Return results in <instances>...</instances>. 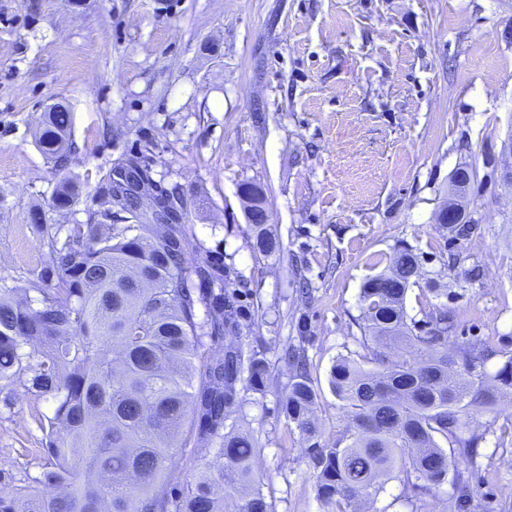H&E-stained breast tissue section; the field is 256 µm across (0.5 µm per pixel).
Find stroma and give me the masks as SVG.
<instances>
[{"mask_svg":"<svg viewBox=\"0 0 512 512\" xmlns=\"http://www.w3.org/2000/svg\"><path fill=\"white\" fill-rule=\"evenodd\" d=\"M61 104L73 114L70 210L34 130ZM512 139V0H0V275L20 287L47 260L29 211L79 224L99 179L133 157L178 187L198 258L232 270L241 335L264 358V392L235 415L259 443L257 475L273 512H321L312 464L281 413L304 345L333 443L338 356L361 353L360 290L398 249L412 250L436 294L411 289L410 318L452 310L450 346L512 336V190L500 170ZM472 168L478 230L449 243L435 221L450 177ZM265 192L280 241L260 251L239 188ZM480 265L484 275L470 280ZM52 402L23 383L0 398V487L37 475ZM485 435L471 512H512V401ZM450 486L419 496L390 480L378 512H449Z\"/></svg>","mask_w":512,"mask_h":512,"instance_id":"35a3bbf8","label":"stroma"}]
</instances>
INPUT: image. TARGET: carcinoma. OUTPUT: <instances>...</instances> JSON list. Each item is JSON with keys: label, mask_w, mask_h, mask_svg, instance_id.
I'll return each mask as SVG.
<instances>
[{"label": "carcinoma", "mask_w": 512, "mask_h": 512, "mask_svg": "<svg viewBox=\"0 0 512 512\" xmlns=\"http://www.w3.org/2000/svg\"><path fill=\"white\" fill-rule=\"evenodd\" d=\"M72 123L59 105L35 132L60 174L58 211L80 196L66 173ZM126 164L100 179L108 207L83 224H46L32 210L46 264L27 288L0 277V387L29 371L27 390L54 402L38 419L41 471L0 493V512H272L254 437L231 421L240 385L261 391L268 379L255 353L224 350V332L243 326L241 305L226 293L231 270L191 256L182 204L166 188L167 223H147L125 185L151 182L150 168ZM116 209L135 223H112ZM440 228L461 242L477 225L465 214ZM254 229L262 252L279 251L267 228ZM420 279L418 256L403 249L361 288L364 354L340 356L331 368L344 425L330 446L321 444L304 349L286 352L281 412L309 450L322 512H379L377 497L393 478L425 493L447 484L455 512H469L484 439L470 424L512 400V354L485 343L448 347L457 317L436 305L421 326L409 318L406 295ZM497 354L505 360L490 373ZM197 453L211 457L209 467L175 483Z\"/></svg>", "instance_id": "1"}]
</instances>
